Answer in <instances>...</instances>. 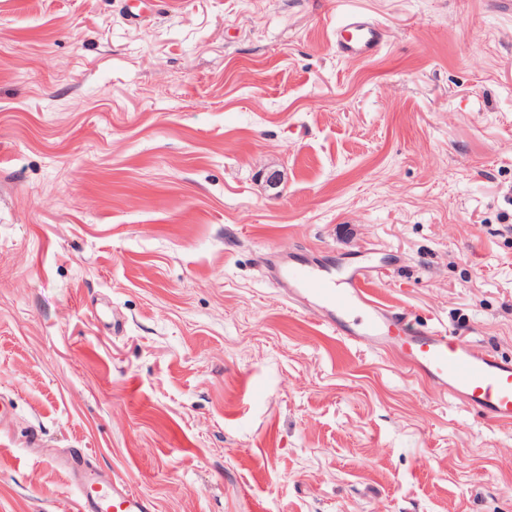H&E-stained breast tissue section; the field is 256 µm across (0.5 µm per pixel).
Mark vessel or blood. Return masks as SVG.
<instances>
[{
  "instance_id": "vessel-or-blood-1",
  "label": "vessel or blood",
  "mask_w": 512,
  "mask_h": 512,
  "mask_svg": "<svg viewBox=\"0 0 512 512\" xmlns=\"http://www.w3.org/2000/svg\"><path fill=\"white\" fill-rule=\"evenodd\" d=\"M382 31L370 19L349 14L336 28V48L349 59L376 53ZM290 298L320 310L321 323L353 342L376 351L393 350L415 375L460 400L486 420L512 426V362L481 352L469 342L440 331L410 326L404 312L380 300L362 266L338 271L310 262L280 267ZM74 512H154L151 499L126 481L88 480L78 487Z\"/></svg>"
}]
</instances>
